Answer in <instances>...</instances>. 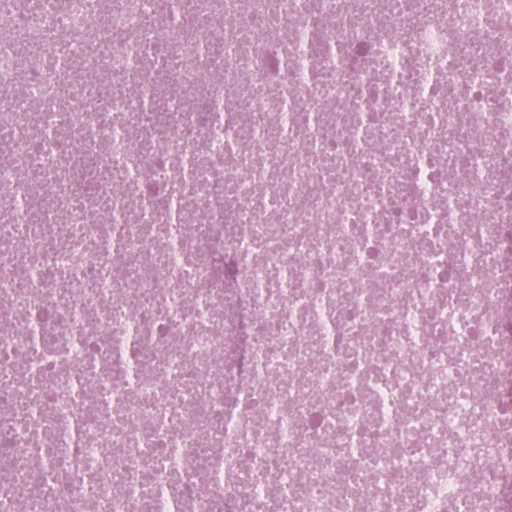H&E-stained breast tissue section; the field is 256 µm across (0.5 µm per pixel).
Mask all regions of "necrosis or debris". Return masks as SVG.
Returning a JSON list of instances; mask_svg holds the SVG:
<instances>
[{
	"instance_id": "necrosis-or-debris-1",
	"label": "necrosis or debris",
	"mask_w": 512,
	"mask_h": 512,
	"mask_svg": "<svg viewBox=\"0 0 512 512\" xmlns=\"http://www.w3.org/2000/svg\"><path fill=\"white\" fill-rule=\"evenodd\" d=\"M0 88V512H512V0H0Z\"/></svg>"
}]
</instances>
